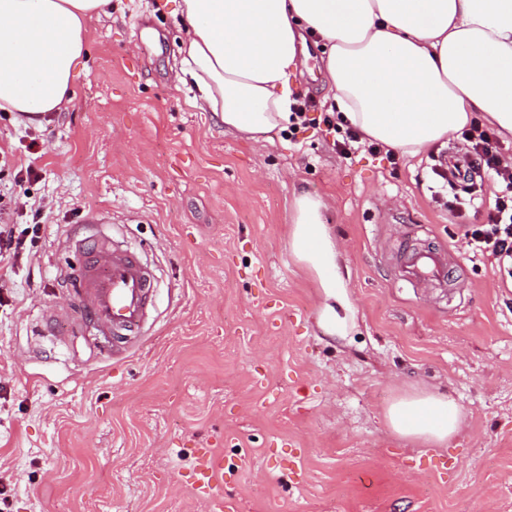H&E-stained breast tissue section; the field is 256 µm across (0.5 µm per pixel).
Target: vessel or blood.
I'll return each instance as SVG.
<instances>
[{"label": "vessel or blood", "mask_w": 512, "mask_h": 512, "mask_svg": "<svg viewBox=\"0 0 512 512\" xmlns=\"http://www.w3.org/2000/svg\"><path fill=\"white\" fill-rule=\"evenodd\" d=\"M74 253L71 266L61 274L63 305L43 311L41 335H51L54 319L64 317L73 335L91 333L111 340L113 350H124L148 316L152 270L134 249L113 245L108 237L80 240ZM401 264L412 286L444 288L450 282L446 252L429 248L411 252Z\"/></svg>", "instance_id": "b4317fda"}]
</instances>
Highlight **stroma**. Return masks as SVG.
<instances>
[{
	"label": "stroma",
	"mask_w": 512,
	"mask_h": 512,
	"mask_svg": "<svg viewBox=\"0 0 512 512\" xmlns=\"http://www.w3.org/2000/svg\"><path fill=\"white\" fill-rule=\"evenodd\" d=\"M183 37L165 0H114L88 24L67 110L39 125L0 111V151L33 169L0 177V204L43 224L0 289L10 512H209L198 469L212 458L239 512H512V280L467 247L484 213L431 200L436 156L463 138L392 160L343 158L312 128L242 141L179 82ZM306 47L297 93L330 108L323 42ZM297 192L328 205L356 309L343 340L320 328L316 284L288 252ZM93 218L158 277L143 334L116 359L96 336L34 333L61 299L68 234ZM406 244L447 251L457 289L402 281ZM423 390L469 415L444 447L385 422Z\"/></svg>",
	"instance_id": "1"
}]
</instances>
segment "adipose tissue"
I'll use <instances>...</instances> for the list:
<instances>
[{
	"label": "adipose tissue",
	"mask_w": 512,
	"mask_h": 512,
	"mask_svg": "<svg viewBox=\"0 0 512 512\" xmlns=\"http://www.w3.org/2000/svg\"><path fill=\"white\" fill-rule=\"evenodd\" d=\"M185 37L180 80L243 139L287 129L303 31L321 37V70L342 119L414 157L474 119L512 139V0H176ZM112 0H0V110L29 122L66 109L84 61V34ZM325 202L294 195L288 250L315 279L318 322L349 333L355 308L339 269ZM385 418L395 434L440 448L466 410L416 392Z\"/></svg>",
	"instance_id": "1"
}]
</instances>
